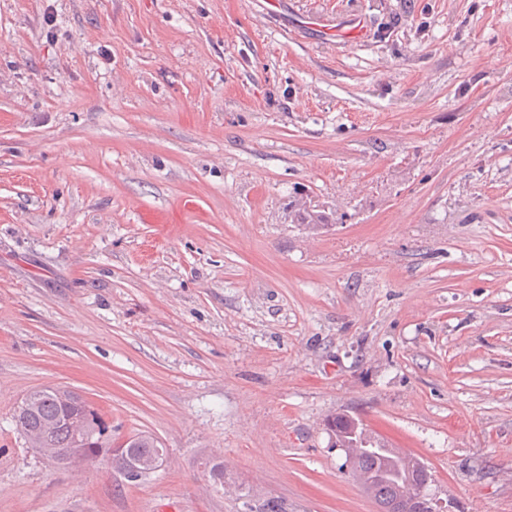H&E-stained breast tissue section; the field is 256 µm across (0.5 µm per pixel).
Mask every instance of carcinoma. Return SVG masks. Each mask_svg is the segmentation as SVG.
<instances>
[{"mask_svg": "<svg viewBox=\"0 0 512 512\" xmlns=\"http://www.w3.org/2000/svg\"><path fill=\"white\" fill-rule=\"evenodd\" d=\"M34 399L27 407H18L15 426L25 437L39 435L49 448L66 451L83 448L91 455L112 451V427L98 409L89 404L80 394L72 390L44 388L33 391ZM84 429L82 438H77L75 421ZM328 427L336 438V445L352 441H369L372 435L365 428L354 432V423L345 414H338L328 421ZM156 447V440L149 434L139 433L125 450L134 455H149ZM346 467L367 495L375 500L381 512H422V504L414 501L415 483L418 476L407 465L406 454L400 448L371 444L358 447L346 455Z\"/></svg>", "mask_w": 512, "mask_h": 512, "instance_id": "obj_1", "label": "carcinoma"}]
</instances>
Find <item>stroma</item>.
I'll return each mask as SVG.
<instances>
[{
    "label": "stroma",
    "instance_id": "35a3bbf8",
    "mask_svg": "<svg viewBox=\"0 0 512 512\" xmlns=\"http://www.w3.org/2000/svg\"><path fill=\"white\" fill-rule=\"evenodd\" d=\"M265 2L0 0V512H378L337 413L512 512V0ZM48 387L166 467H53ZM328 427L332 434L335 436V444L339 448H342V445H344L346 441L352 442L353 439L350 437L352 433H354L355 427L353 421L349 418V416L345 414H337L328 421ZM342 449L347 450L348 448ZM129 439H132V441L117 450L112 457L113 469L122 474L128 481H139L143 476L156 472L167 464V455L142 456L150 455L153 448H156V440L151 435L139 433ZM124 448L125 452L129 451L142 457L129 461L125 452H123Z\"/></svg>",
    "mask_w": 512,
    "mask_h": 512
}]
</instances>
